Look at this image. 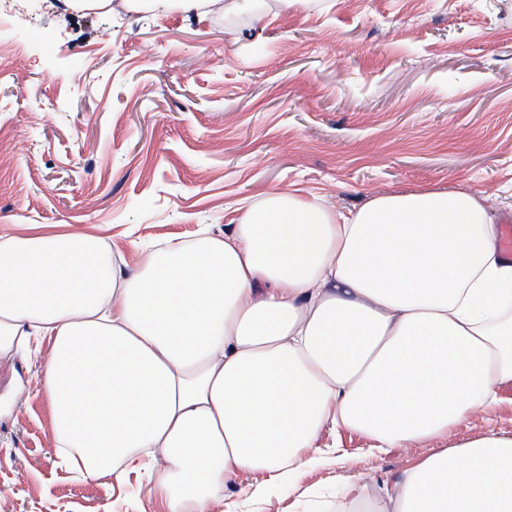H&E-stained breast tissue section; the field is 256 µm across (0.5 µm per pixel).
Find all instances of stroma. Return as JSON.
<instances>
[{"instance_id": "1", "label": "stroma", "mask_w": 512, "mask_h": 512, "mask_svg": "<svg viewBox=\"0 0 512 512\" xmlns=\"http://www.w3.org/2000/svg\"><path fill=\"white\" fill-rule=\"evenodd\" d=\"M0 43L23 49L0 55L1 233L95 227L132 265L273 191L352 208L448 186L512 225V0H238L202 18L21 0ZM42 366L0 362V512H165L146 469L89 479L61 463ZM491 431L512 436V387L381 455L363 432H323L293 491L243 473L210 512H336L341 481L381 508L423 457Z\"/></svg>"}]
</instances>
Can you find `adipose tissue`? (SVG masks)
Wrapping results in <instances>:
<instances>
[{"instance_id":"1","label":"adipose tissue","mask_w":512,"mask_h":512,"mask_svg":"<svg viewBox=\"0 0 512 512\" xmlns=\"http://www.w3.org/2000/svg\"><path fill=\"white\" fill-rule=\"evenodd\" d=\"M484 193L417 189L347 211L291 192L134 268L99 235L0 234V361L48 345L58 453L143 467L167 512L241 472L292 485L327 428L378 453L435 437L512 385V258ZM385 512H512V436L424 457Z\"/></svg>"}]
</instances>
